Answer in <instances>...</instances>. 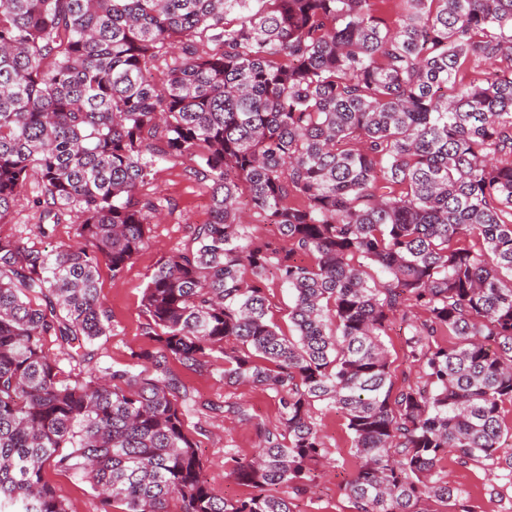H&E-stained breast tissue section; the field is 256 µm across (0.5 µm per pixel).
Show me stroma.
Instances as JSON below:
<instances>
[{"instance_id":"1","label":"stroma","mask_w":512,"mask_h":512,"mask_svg":"<svg viewBox=\"0 0 512 512\" xmlns=\"http://www.w3.org/2000/svg\"><path fill=\"white\" fill-rule=\"evenodd\" d=\"M144 193L161 198L162 218L153 224L147 248L120 277H112L108 269L100 271V299L112 319L107 336L94 343L95 360L100 365L127 362L133 351L144 347L141 334L142 297L150 273L165 255L189 243V227L210 217V193L186 172L184 165L162 162L155 166ZM40 192L36 178H29L23 196L11 216L0 223V236H8L38 248L75 244V214L62 216L51 238L38 237L39 214L30 202ZM180 375L194 394L203 400L239 402L269 424L279 420L278 405L259 389L228 387L215 367L207 365L195 370L181 369ZM315 422L323 438L327 466L315 484L300 495L286 487L276 493L290 498L294 512H352L342 485L351 470L352 435L340 413L325 405L313 408ZM185 423L198 447L203 473L213 492L236 499L246 489L238 485L232 470L240 458L255 452L253 430L231 417H215L202 409L186 413ZM448 480L458 493V500L468 512H512V439L499 451L495 464L463 467L454 458H445ZM57 494L65 500L69 512H100V502L87 483L64 475H51Z\"/></svg>"}]
</instances>
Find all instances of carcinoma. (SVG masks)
Here are the masks:
<instances>
[{
  "instance_id": "carcinoma-1",
  "label": "carcinoma",
  "mask_w": 512,
  "mask_h": 512,
  "mask_svg": "<svg viewBox=\"0 0 512 512\" xmlns=\"http://www.w3.org/2000/svg\"><path fill=\"white\" fill-rule=\"evenodd\" d=\"M379 2L0 0V221L33 173L41 237L80 219L75 245L0 236V512H68L49 469L101 512H293L271 490L315 480L316 402L353 435L354 512H466L443 460L496 462L512 401V0H398L392 22ZM160 161L209 189L210 219L149 276L151 346L72 379L45 341L94 359L100 269L147 247ZM244 202L278 238L249 235ZM272 268L291 336L269 316ZM396 317L420 378L399 388ZM214 353L225 384L279 407L270 428L204 403L258 439L235 500L203 478L172 369ZM387 334V336H383V341L389 353L391 372L395 386L399 387L403 383L404 378H408L412 382L417 381L418 374L414 369L409 367L404 356V341L405 337L408 335L406 324L396 319Z\"/></svg>"
}]
</instances>
